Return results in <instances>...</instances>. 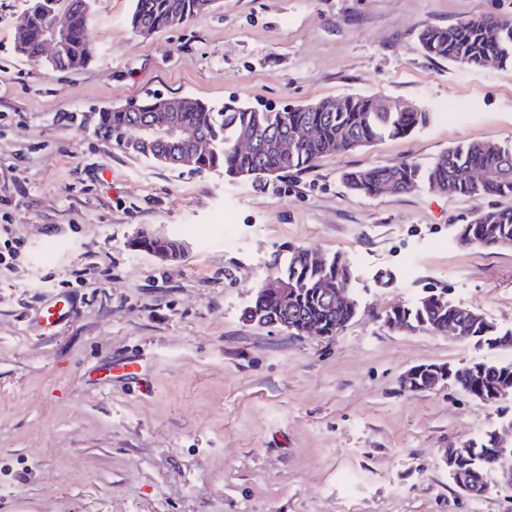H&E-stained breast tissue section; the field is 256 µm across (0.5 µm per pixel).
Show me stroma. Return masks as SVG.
<instances>
[{"label":"stroma","instance_id":"stroma-1","mask_svg":"<svg viewBox=\"0 0 512 512\" xmlns=\"http://www.w3.org/2000/svg\"><path fill=\"white\" fill-rule=\"evenodd\" d=\"M27 5L0 0V512H512L501 469L469 496L444 461L499 428L512 398L400 385L420 364L512 363V347L384 322L442 291L511 328L512 247L456 231L512 197L341 180L512 143V68L433 59L418 41L428 25L512 17V0H220L147 38L132 0H91L78 70L16 51ZM379 92L428 123L261 182L136 159L94 133L98 112L155 94L281 108ZM141 231L178 239L180 257L131 248ZM299 247L349 269L358 313L336 335L244 317Z\"/></svg>","mask_w":512,"mask_h":512}]
</instances>
